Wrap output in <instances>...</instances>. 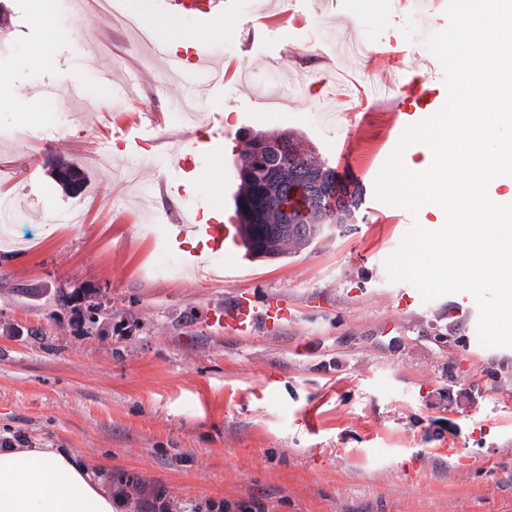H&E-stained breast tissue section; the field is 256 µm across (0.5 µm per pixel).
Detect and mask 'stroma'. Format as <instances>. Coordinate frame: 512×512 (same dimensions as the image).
<instances>
[{"mask_svg": "<svg viewBox=\"0 0 512 512\" xmlns=\"http://www.w3.org/2000/svg\"><path fill=\"white\" fill-rule=\"evenodd\" d=\"M444 9L425 0L415 17L381 0H225L217 18L190 22L208 52L251 75L201 108V122L230 119L217 156L196 162L195 206L234 223L253 133L293 135L360 190L350 231L297 256L245 258L203 288L164 237L177 193L139 162L153 140L187 137L171 112L191 81L84 5L54 10V49L31 69L43 31L30 0H0V202L16 238L0 242V443L74 449L128 492L130 512L159 499H254L265 512H512V349L479 343L470 293L426 302L390 281L386 259L429 215L374 195L395 136L436 111L417 107L413 87L445 86L426 46L449 24ZM355 41L366 55L347 53ZM412 50L420 61L398 69L397 55ZM387 77L399 81L393 95L362 99ZM129 86L124 109L140 123L126 133L99 97ZM340 94L344 120H318ZM60 161L87 173L79 195L55 179ZM130 162L132 183L120 174ZM78 201L83 224L53 223ZM82 286L111 307L107 334L68 327L55 293ZM242 292L286 299L296 317L243 338L210 327V311ZM306 416L313 430L299 427Z\"/></svg>", "mask_w": 512, "mask_h": 512, "instance_id": "obj_1", "label": "stroma"}]
</instances>
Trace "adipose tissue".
<instances>
[{
	"label": "adipose tissue",
	"instance_id": "adipose-tissue-1",
	"mask_svg": "<svg viewBox=\"0 0 512 512\" xmlns=\"http://www.w3.org/2000/svg\"><path fill=\"white\" fill-rule=\"evenodd\" d=\"M80 456L63 448H0V512H125Z\"/></svg>",
	"mask_w": 512,
	"mask_h": 512
}]
</instances>
